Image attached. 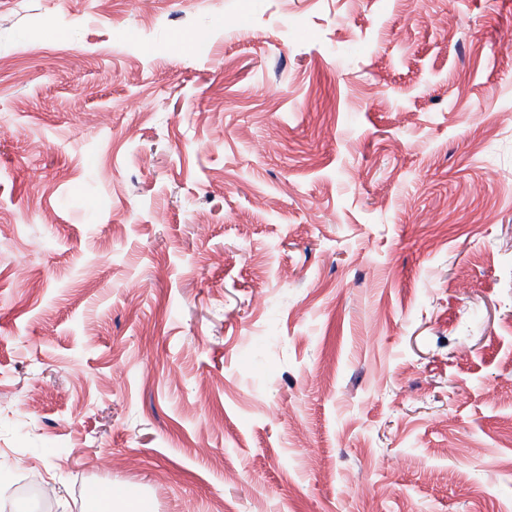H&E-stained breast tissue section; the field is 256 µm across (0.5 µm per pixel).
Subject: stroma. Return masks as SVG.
<instances>
[{
  "instance_id": "stroma-1",
  "label": "stroma",
  "mask_w": 512,
  "mask_h": 512,
  "mask_svg": "<svg viewBox=\"0 0 512 512\" xmlns=\"http://www.w3.org/2000/svg\"><path fill=\"white\" fill-rule=\"evenodd\" d=\"M0 512H512V0H0Z\"/></svg>"
}]
</instances>
